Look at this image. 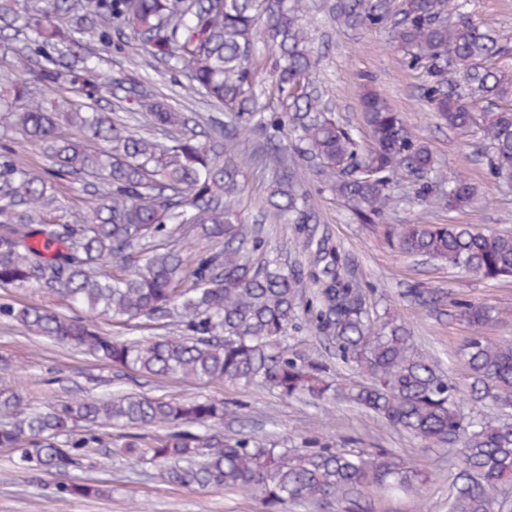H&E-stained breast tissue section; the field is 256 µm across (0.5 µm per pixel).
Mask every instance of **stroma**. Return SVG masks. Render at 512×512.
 Wrapping results in <instances>:
<instances>
[{"mask_svg":"<svg viewBox=\"0 0 512 512\" xmlns=\"http://www.w3.org/2000/svg\"><path fill=\"white\" fill-rule=\"evenodd\" d=\"M330 0H308L303 22L308 27L318 58L317 77L334 103V116L357 123L362 94L384 93L393 109L407 120L413 133L434 151L445 176L460 175L475 184L483 197L477 207L448 212L421 203L406 192L399 207L386 216L390 224H474L501 233L512 232V190L497 186L478 153L475 133L461 134L441 126L423 93L425 74L411 70L402 52L382 28L349 29L329 15ZM471 10L486 27L495 30L512 48V0H472ZM77 54L97 52V70L117 76L118 84L102 89L98 109L124 116L131 103L126 84L138 77L147 90L172 94L183 80L181 73L163 68L142 73L132 52L101 48L97 27H90L76 46ZM314 217L307 224H275L266 215L267 183L259 163L244 167L240 176L242 219L258 224L269 254L288 267L307 265L305 237H326L336 247L341 266L368 294L371 313H390L410 327L419 349L441 361L460 395H467L471 378L461 348L471 330L460 317L462 302L489 303L501 313L499 322L484 330L493 341L512 340V280L487 281L480 277L423 263L392 250L381 226L360 222L346 203L329 190L316 171L303 175ZM52 208L35 213V220L64 223L76 220L88 204L93 187L84 181L55 179ZM439 293L441 301L425 307L413 289ZM15 307L36 305L70 315L64 300L37 283L0 288V303ZM9 364L25 409H46L87 395L138 392L182 401L198 396L241 406V417H226L224 431L233 435L273 434L290 448L305 439L319 438L339 448L368 451L387 448L408 460L425 481L417 491L384 496L370 492L353 503V512H448L457 470L448 450L422 448L400 432L373 424L357 411L341 405L283 400L255 388L224 386L171 377H141L83 355L68 346L34 336L14 322L0 319V365ZM79 481L97 486L89 498L60 493L58 486ZM0 512H262L259 500L225 493L223 489L192 490L171 484L163 466L136 457L111 455L90 449L82 466L64 473H26L18 469L12 449L0 448Z\"/></svg>","mask_w":512,"mask_h":512,"instance_id":"stroma-1","label":"stroma"}]
</instances>
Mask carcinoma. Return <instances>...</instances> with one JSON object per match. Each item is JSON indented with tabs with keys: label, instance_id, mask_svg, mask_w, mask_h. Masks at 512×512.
I'll list each match as a JSON object with an SVG mask.
<instances>
[{
	"label": "carcinoma",
	"instance_id": "obj_1",
	"mask_svg": "<svg viewBox=\"0 0 512 512\" xmlns=\"http://www.w3.org/2000/svg\"><path fill=\"white\" fill-rule=\"evenodd\" d=\"M456 0L455 21L444 23L445 0H334L336 20L348 28L382 27L421 70L424 95L449 129L479 131L490 175L512 187V70L499 63L502 39ZM305 0H0V33L29 28L62 43L83 34V20L140 46L139 65L163 62L188 78L185 91L220 106L224 126L200 141L188 133L199 120L176 109L162 93L136 90L138 114L163 130L167 142L117 124L93 108L94 67L70 64L24 47L0 83L13 98L0 102V135L19 131L39 143L58 176L96 180L103 194L73 223L35 224L16 208L38 212L55 197L41 172L0 154V284L35 282L81 312L62 317L39 306L0 303V316L25 330L142 376H177L224 385L259 387L284 399L342 402L374 422L398 429L422 447L452 448L459 467L448 512H498L512 483V424L489 414L512 408V342L482 335L498 310L463 303L460 315L473 330L464 344L478 410L461 413L456 386L419 354L405 323L372 319L365 294L340 269L336 247L308 238L315 254L307 270L278 259L256 262L265 243L243 223L238 176L244 161L226 151L247 132L263 138L270 167L265 210L289 224H306L311 207L294 182L283 154L289 142L298 159L333 177L331 188L361 221L378 223L395 202L391 185L404 177L428 205L443 210L482 202L466 179L439 175L431 148L409 129L387 98L369 92L361 102V127L340 125L315 80L316 58L303 22ZM276 55L270 86L257 80L260 46ZM53 92L46 102L27 85ZM281 110L265 111L260 99ZM487 103L483 118L473 105ZM367 137L361 138L360 128ZM219 244L192 255L161 249V238L186 233ZM383 235L397 252L425 257L450 269H467L485 280L512 278V234L481 231L472 224H386ZM109 260L112 272L100 271ZM193 277L183 287L186 275ZM312 291L303 315L298 300ZM112 322L166 320L173 331L148 340L118 338L100 328ZM308 327L328 340L336 360L365 381L341 383L332 366L296 350L292 332ZM17 395L0 387V410L15 411L0 427V448L17 452L21 469L43 473L81 467L89 448L105 447L99 431L125 429L120 452L167 467L179 486L222 487L262 501L265 512L289 505L353 502L368 491L394 495L422 482L421 473L387 448L354 452L318 439L305 448H280L254 435L224 434L231 413L222 400L174 402L139 393L87 396L47 410L19 412ZM82 423L88 433H70ZM166 425L146 441L136 429Z\"/></svg>",
	"mask_w": 512,
	"mask_h": 512
}]
</instances>
